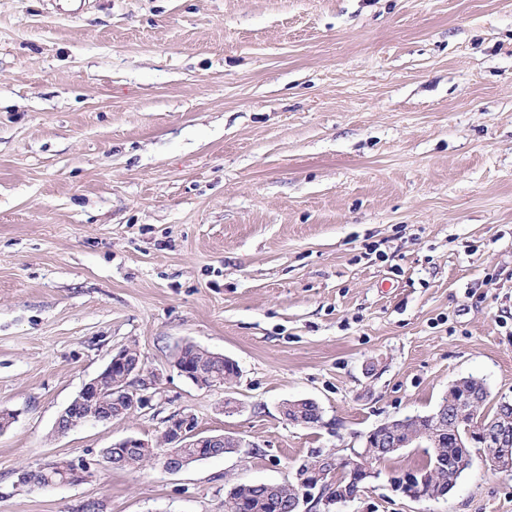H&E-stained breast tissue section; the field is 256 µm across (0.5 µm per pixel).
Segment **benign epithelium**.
<instances>
[{"label": "benign epithelium", "instance_id": "obj_1", "mask_svg": "<svg viewBox=\"0 0 512 512\" xmlns=\"http://www.w3.org/2000/svg\"><path fill=\"white\" fill-rule=\"evenodd\" d=\"M172 366L189 379L194 385L208 389L219 384L221 377L213 375L210 368L202 365L192 366L174 358ZM122 375L127 385L117 388L111 379ZM159 375L146 368L144 360L130 353L123 347L112 353L107 365L100 374L84 383L78 394L56 419L54 431L69 432L88 421L93 416L96 422H110L114 419L129 417L136 410L150 405L151 395L148 391L156 388ZM487 396L472 390L466 380L460 379L450 385L448 394L438 410L430 415L434 425L422 428L417 433L407 434L400 439L396 422L384 424L369 433L364 440V447L377 448L379 453L370 456L364 451L352 450L348 454L325 453L317 458V463L309 465L303 461L295 471L296 486L301 496L289 505V512H299L302 504L309 501L328 506L332 501L322 496L318 490L327 485L334 475L350 473L363 477L376 476L378 467L389 456L403 448H431L440 453L443 440L440 434L448 433V438L456 448L465 452L460 456L456 467L448 470V481L463 470L469 468L470 454L468 448L487 450V461L498 471L512 473V404L500 401L497 407L485 410ZM167 448L159 452L150 443L136 437H127L101 452L100 463L106 467L116 468L125 463L126 451L137 450L145 459L156 460L170 472H178L189 465L190 460L183 454L186 440L201 448H211L213 453L221 455L246 447L243 441L229 434L205 435L196 430L194 417L190 414H177L168 420ZM391 488L413 500L429 497L424 492L425 479H417V473L410 470H395L389 478Z\"/></svg>", "mask_w": 512, "mask_h": 512}]
</instances>
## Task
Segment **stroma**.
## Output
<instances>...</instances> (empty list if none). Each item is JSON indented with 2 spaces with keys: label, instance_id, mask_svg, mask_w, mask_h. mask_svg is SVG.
Here are the masks:
<instances>
[{
  "label": "stroma",
  "instance_id": "stroma-1",
  "mask_svg": "<svg viewBox=\"0 0 512 512\" xmlns=\"http://www.w3.org/2000/svg\"><path fill=\"white\" fill-rule=\"evenodd\" d=\"M187 342L238 377L195 386ZM127 345L150 408L55 434ZM468 376L512 400V0H0V512H224ZM177 413L246 446L100 464ZM61 458L90 477L18 491ZM425 459L330 512H512L479 451L443 498L391 489Z\"/></svg>",
  "mask_w": 512,
  "mask_h": 512
}]
</instances>
